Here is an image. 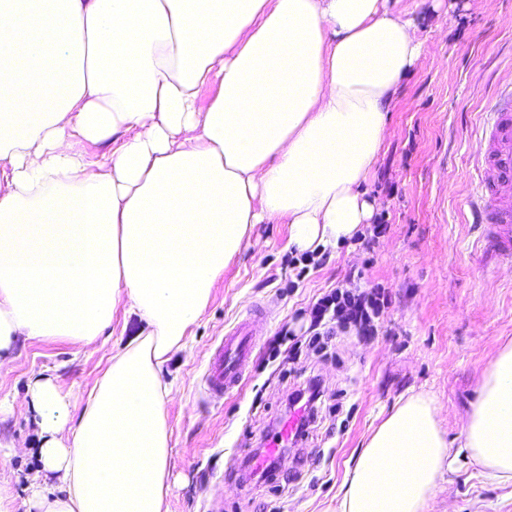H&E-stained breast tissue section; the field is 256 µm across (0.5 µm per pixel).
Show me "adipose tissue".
<instances>
[{"instance_id":"ef3b65f1","label":"adipose tissue","mask_w":512,"mask_h":512,"mask_svg":"<svg viewBox=\"0 0 512 512\" xmlns=\"http://www.w3.org/2000/svg\"><path fill=\"white\" fill-rule=\"evenodd\" d=\"M421 47L387 0H0V367L22 339L93 345L122 300L140 324L87 396L30 377L31 512H166L164 365L253 225L286 221L312 250L369 222ZM464 447L512 479V344ZM450 455L434 400L410 396L337 512H426Z\"/></svg>"}]
</instances>
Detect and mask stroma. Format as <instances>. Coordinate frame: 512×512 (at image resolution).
<instances>
[{"label":"stroma","mask_w":512,"mask_h":512,"mask_svg":"<svg viewBox=\"0 0 512 512\" xmlns=\"http://www.w3.org/2000/svg\"><path fill=\"white\" fill-rule=\"evenodd\" d=\"M395 8L409 12L423 46L400 81L364 185L378 206L360 231L373 241L349 238L306 254L289 246L288 225H253L185 350L167 365L168 512H335L347 466L409 396L434 398L448 445L458 447L484 370L512 343V265L485 251L470 209L485 107L512 83V0H397ZM379 223L387 229L373 235ZM376 287L391 303L375 335L348 328L327 357L308 348L320 297ZM247 317L257 338L246 377L234 391L209 395L214 350ZM123 326L119 308L92 346L19 341L0 368V399L12 404L0 435L17 448L0 454V479L13 488V512H26L28 480L39 468L29 377L41 372L63 391L87 394L126 342ZM313 374L334 412L279 457L281 473L298 480L282 490L256 482L247 460L280 431L282 400ZM427 512H512V481L456 456Z\"/></svg>","instance_id":"35a3bbf8"}]
</instances>
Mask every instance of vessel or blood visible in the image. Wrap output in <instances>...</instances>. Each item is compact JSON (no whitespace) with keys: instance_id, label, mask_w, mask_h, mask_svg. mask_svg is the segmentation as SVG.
<instances>
[{"instance_id":"obj_1","label":"vessel or blood","mask_w":512,"mask_h":512,"mask_svg":"<svg viewBox=\"0 0 512 512\" xmlns=\"http://www.w3.org/2000/svg\"><path fill=\"white\" fill-rule=\"evenodd\" d=\"M482 133L488 148L478 159L483 174L471 213L474 223L491 229V245L500 256L512 259V89L502 90L486 106ZM256 346L248 322H241L224 337L207 376L212 395L238 387Z\"/></svg>"}]
</instances>
